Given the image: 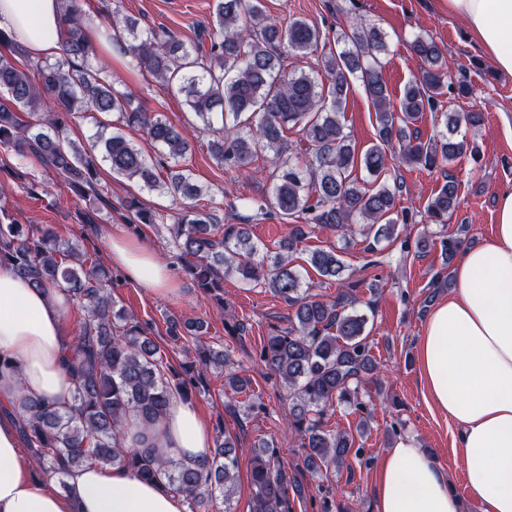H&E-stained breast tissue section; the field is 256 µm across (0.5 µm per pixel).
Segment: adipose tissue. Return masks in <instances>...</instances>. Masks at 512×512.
I'll return each mask as SVG.
<instances>
[{
  "label": "adipose tissue",
  "instance_id": "obj_1",
  "mask_svg": "<svg viewBox=\"0 0 512 512\" xmlns=\"http://www.w3.org/2000/svg\"><path fill=\"white\" fill-rule=\"evenodd\" d=\"M495 70L512 74V0H447ZM60 0H0V38L29 59L61 53ZM113 267L147 294L171 291L168 266L139 241L110 237ZM70 301L54 288L36 289L0 264V403L17 392L57 408L72 404L75 383L66 357ZM420 374L430 399L459 429L457 455L466 498L414 437H401L380 463L372 512H512V187L497 196L493 238L462 252L448 299L430 314L418 343ZM156 446L190 463L206 455L211 437L191 402L171 398L152 433ZM13 421L0 417V512H185L182 496L120 466L72 469L66 491L36 477L19 459Z\"/></svg>",
  "mask_w": 512,
  "mask_h": 512
}]
</instances>
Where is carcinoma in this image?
Segmentation results:
<instances>
[{
  "label": "carcinoma",
  "mask_w": 512,
  "mask_h": 512,
  "mask_svg": "<svg viewBox=\"0 0 512 512\" xmlns=\"http://www.w3.org/2000/svg\"><path fill=\"white\" fill-rule=\"evenodd\" d=\"M61 2L66 22L62 55L53 62L34 63L37 78L19 66L20 50H0V152L27 159L69 185L88 202L81 215L84 224L98 223L99 203L106 201L99 181L103 163L117 175L171 196L183 206L168 227L171 241L184 271L206 299L224 304V276L234 273L294 308L288 326L266 336L260 358L288 390L286 428L301 436L306 467L327 476L354 447L352 436L327 428V411L336 403L363 409L362 384L366 375L377 374L378 366L365 335L368 319L353 307L359 284L349 281L336 248L316 249L307 260L318 276L339 285L332 301L314 292L320 283L303 279L293 254L316 227L345 235L362 224L368 253L408 230L409 214L399 203L403 185L390 182L391 170L399 163L438 169L466 153L482 165L479 143L459 133L463 126L480 127L484 112H454L447 106L470 97V84L453 80L442 69L443 52L432 36L418 35L410 49L425 67L403 86L399 103H393L383 77L386 33L359 15L331 34L302 18L284 26L271 23L263 0H213L207 48L173 35L163 38L131 15L113 16L109 38L133 68L185 96L212 134L209 150L218 163L249 173L260 156L272 154L271 206L304 223L289 225L288 237L271 250L252 242L243 225L219 224L211 213L196 208L193 202L202 189L191 176L183 169H170L160 177L122 132L98 135L88 148L64 136L78 112L115 113L118 122L139 128L172 158L183 156L190 146L182 131L133 105L130 95L115 89L106 68L92 63L97 52L86 34L85 0ZM320 46L328 47L320 59L327 82L304 71L286 72L288 54L304 55ZM355 81L371 101L377 123V141L362 154L341 122ZM47 98L55 102L52 111L43 110ZM425 112L437 114L441 126L427 140L415 129ZM292 130L303 144L299 156L288 139ZM357 169L366 173V180L353 175ZM460 205L457 184L450 176L428 200V223H448ZM126 208L139 224L164 222L163 214L135 198ZM462 245L459 237L441 238L444 267L451 265ZM2 262L35 288L64 291L83 311L79 332L69 343L74 405L60 410L21 397L10 406L33 466L65 489L72 467L123 464L144 480L165 482L183 496L189 512H202L218 499L225 512H233L236 439L224 435L209 454L191 464L151 442L170 399L188 398L190 384L204 370L222 366L224 387L235 394L250 389V381L232 369L224 352L203 340V325L168 322L170 340L192 341L195 354L179 371L167 365L165 351L118 307L112 288L119 276L99 259L63 242L53 229L21 223L0 195ZM131 420L139 428L133 448L123 441ZM253 454V512H292L288 465L277 446L263 440Z\"/></svg>",
  "instance_id": "obj_1"
}]
</instances>
